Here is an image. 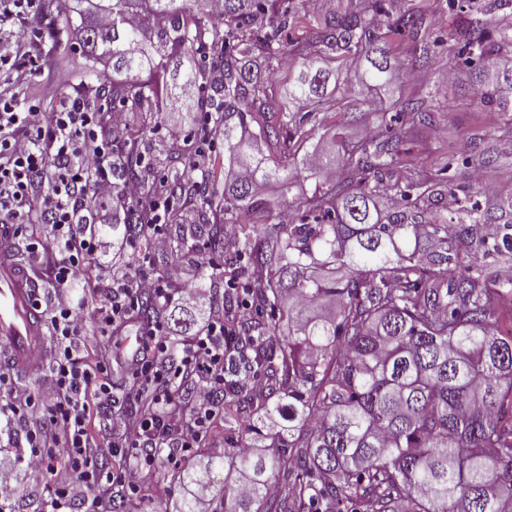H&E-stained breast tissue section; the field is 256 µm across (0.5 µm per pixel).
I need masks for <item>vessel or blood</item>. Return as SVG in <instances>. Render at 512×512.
Segmentation results:
<instances>
[{
	"label": "vessel or blood",
	"mask_w": 512,
	"mask_h": 512,
	"mask_svg": "<svg viewBox=\"0 0 512 512\" xmlns=\"http://www.w3.org/2000/svg\"><path fill=\"white\" fill-rule=\"evenodd\" d=\"M33 290L28 268L0 253V355L21 371L43 340V316L33 305Z\"/></svg>",
	"instance_id": "vessel-or-blood-1"
}]
</instances>
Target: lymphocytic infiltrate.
Listing matches in <instances>:
<instances>
[{
	"instance_id": "1",
	"label": "lymphocytic infiltrate",
	"mask_w": 512,
	"mask_h": 512,
	"mask_svg": "<svg viewBox=\"0 0 512 512\" xmlns=\"http://www.w3.org/2000/svg\"><path fill=\"white\" fill-rule=\"evenodd\" d=\"M37 70L26 37L0 40V216L35 228L28 238L0 241V251H25L55 290L52 303L35 298L54 339L34 351L29 372L37 387L19 391L0 370V432L16 451L13 464H0V492L12 488L19 472H38L47 488L43 512H62L74 500L81 512H106L116 488L136 496L154 486L160 457L173 463L178 453L201 447L223 411L230 330L217 303L194 334L166 332V309L197 304L199 289L169 287L140 269L113 277L112 242L96 227L111 223L115 192L124 194L136 241L154 253L169 248L164 225L172 203L147 195L137 181L116 182L113 151L129 143L127 115L98 112L84 84L70 83L53 111L33 101L18 110L16 89ZM79 279L86 289L76 302L66 291ZM144 294L154 296L157 310L139 354L91 356L86 310L109 338L134 320ZM116 364L131 371L134 410L123 409L112 383ZM104 452L123 468L103 471Z\"/></svg>"
}]
</instances>
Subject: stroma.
Masks as SVG:
<instances>
[{
    "mask_svg": "<svg viewBox=\"0 0 512 512\" xmlns=\"http://www.w3.org/2000/svg\"><path fill=\"white\" fill-rule=\"evenodd\" d=\"M404 7L423 14L427 31L436 38L432 62L423 80L408 79L399 90L373 86L363 98H350L341 109L316 116L313 144L332 152H340L342 144L359 140L367 131L375 130L377 112L390 107L397 94L411 96L420 91L433 94L436 105L432 126L417 127L411 115L396 116L392 131L403 135L404 165L395 169L392 179H405L414 169L439 180L446 191L469 203L488 207L499 200L512 199V152L501 149L502 142L512 141V112L499 111L496 106L480 102L474 87L469 86L465 56L455 35L458 14L447 0H404ZM40 72L35 79L37 89L46 93L44 111H52L55 102L50 95L66 79L92 83L86 61L79 49L54 48L50 43H34ZM497 153L490 164H481L484 151ZM207 242L206 234L183 243H171L168 251L149 255L144 266L147 273L163 277L174 288L200 289L205 299L224 298V282L229 278H245L246 270L226 264L223 258L209 255L207 265H199L198 252ZM248 433L230 434L224 430L223 419H216L198 459L213 460L210 483L215 505L224 502V451L250 444ZM173 464L158 465L159 494L142 499L139 512H176L187 494V486L178 478ZM44 477L39 473H20L17 485L5 493L11 512H41L44 499Z\"/></svg>",
    "mask_w": 512,
    "mask_h": 512,
    "instance_id": "stroma-1",
    "label": "stroma"
}]
</instances>
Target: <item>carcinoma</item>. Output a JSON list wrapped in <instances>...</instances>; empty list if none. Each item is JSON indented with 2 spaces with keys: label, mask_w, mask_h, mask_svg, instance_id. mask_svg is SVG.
I'll use <instances>...</instances> for the list:
<instances>
[{
  "label": "carcinoma",
  "mask_w": 512,
  "mask_h": 512,
  "mask_svg": "<svg viewBox=\"0 0 512 512\" xmlns=\"http://www.w3.org/2000/svg\"><path fill=\"white\" fill-rule=\"evenodd\" d=\"M485 0L459 15L457 36L472 65L480 100L512 112V21L495 19L500 3ZM47 0L63 36L77 44L95 76V99L155 116L159 103L182 99L187 112L214 113L224 129V175L201 167L194 189L201 223L232 224L237 236H209L210 248L247 255L261 272L250 289L275 322L242 324L227 339L224 427L265 439L259 448H231L224 466L233 484L224 512H512V333L497 326L501 292L474 252H512V200L481 209L448 208L437 183L414 172L407 189L387 180L400 160L395 136H372L343 147L342 173L290 195L314 173L304 145L314 134L292 105L336 109L370 84L407 78L391 55L379 18L396 15L390 31L407 34L429 58L424 17L395 9V0H355L316 20L288 83V105L265 107L271 66L288 53L286 33L299 24L292 0ZM224 22L214 48L223 78L211 82L198 47ZM344 70L330 76L320 60ZM505 61L494 71L486 62ZM398 113L432 125V101L398 96ZM134 155L113 163L116 189L131 178L149 181L156 166ZM276 183L278 197L265 193ZM419 193L411 196L410 191ZM402 203L382 209V201ZM501 215H496V211ZM281 222L254 237L256 213ZM313 217L294 223V213ZM497 225L490 236L487 225ZM112 245L122 250L130 227L112 220ZM172 331L194 321L184 307L167 310ZM254 373L266 391L235 400L240 376ZM292 481L269 494L270 474Z\"/></svg>",
  "instance_id": "cac0c4a2"
}]
</instances>
